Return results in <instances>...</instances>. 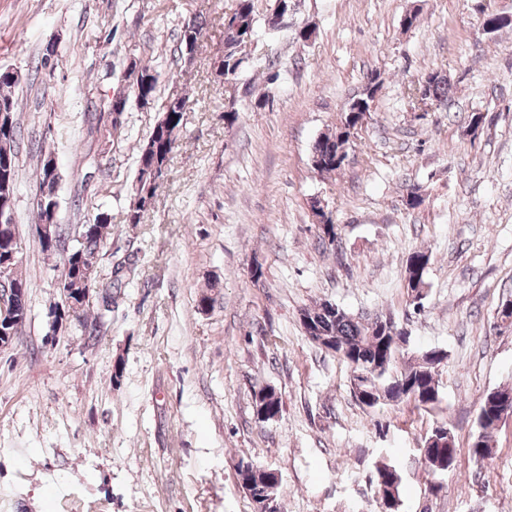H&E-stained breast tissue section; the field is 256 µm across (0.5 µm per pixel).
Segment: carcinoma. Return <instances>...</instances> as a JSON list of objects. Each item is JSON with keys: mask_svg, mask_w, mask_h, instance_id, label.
Instances as JSON below:
<instances>
[{"mask_svg": "<svg viewBox=\"0 0 512 512\" xmlns=\"http://www.w3.org/2000/svg\"><path fill=\"white\" fill-rule=\"evenodd\" d=\"M257 19L254 12L253 0H236L234 9L223 16L224 27H236L237 36L225 38L224 56L220 68L224 75V86L234 89L240 82L244 64L246 62L247 40L253 38L256 31ZM202 23L198 19L184 24L181 35L179 51L181 57H186L185 49L193 51L199 49V38ZM430 81L428 92L437 102L448 101V76L439 72H429ZM127 77L133 79L138 94L136 97L147 101L155 98L160 74L148 64L133 61L127 68ZM18 79L0 73V106H8L11 112V126L9 130V164L0 166V189L14 195L16 181V161L18 157L17 136L20 125L16 118L18 112V99L14 95V88ZM189 111L188 99L182 96H171L163 103L162 117L154 127L147 141L152 147L150 157L139 154L136 180L133 188V204L130 210L134 212L132 221L140 223V213L151 207L156 191L165 179L169 163L176 147L179 133L185 127L184 119ZM354 118L350 112H345L341 125L335 130L320 136L314 143L311 159L317 161L318 170L331 173L340 169L347 154L340 153L342 145L347 142L348 128L353 124ZM36 176L39 177L40 195L44 205L37 206L38 224L49 225L50 233L56 237L57 245H47L38 242L41 251L48 254H57L62 247L61 235L57 229L55 213V188L58 174L49 171L48 162L42 161ZM111 219L108 214L99 212L92 216L83 226V242L79 244L82 259H75V255L68 253L66 258L70 264L68 271L69 287L74 293L82 288L97 287V267L99 254L103 249L108 235ZM18 235L17 225L11 224L0 228V260L9 258L11 242ZM15 287L21 289L16 297V305L20 320L5 332L10 337V343H15L23 326L28 319L29 282L19 274H14ZM315 328V335L336 339V352L339 353L351 368L353 374L364 382V387L376 394L375 406H395L401 402H412L418 408L427 409L438 401V385L435 379V370L430 367L426 358L397 371L394 369L397 353L403 349L399 344L401 337L382 336L376 329L377 321L372 317H353L344 310L339 309L336 314H324L321 306L316 305L305 309ZM80 327L82 335L95 339L100 335L102 321L97 316L93 319L87 313L74 320ZM479 434L473 440L471 453L474 458H485L492 448L493 432L496 428V419L486 415L485 404H480L477 416ZM421 457L428 468V474L437 478L439 474L448 470V449L428 448L421 449ZM377 491L382 486L389 487L386 494L390 495L394 504H399V487L401 474L390 465L377 468ZM244 487L250 491L254 508L260 509L261 494L264 488L275 479L271 472L250 466L247 470L239 472Z\"/></svg>", "mask_w": 512, "mask_h": 512, "instance_id": "1", "label": "carcinoma"}]
</instances>
